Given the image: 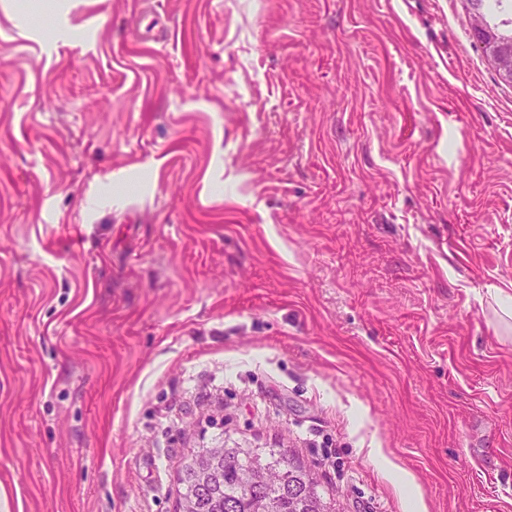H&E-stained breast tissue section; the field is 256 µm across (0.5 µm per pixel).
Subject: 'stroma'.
<instances>
[{"label": "stroma", "mask_w": 512, "mask_h": 512, "mask_svg": "<svg viewBox=\"0 0 512 512\" xmlns=\"http://www.w3.org/2000/svg\"><path fill=\"white\" fill-rule=\"evenodd\" d=\"M466 0H0V512H512V83ZM94 28L92 44L84 32ZM207 468L186 465L180 475L182 512H337L336 499L317 490L312 474L291 454L263 453L259 448H198ZM268 468L270 482L251 480L246 471ZM180 511V512H181ZM368 455L370 458L378 461L387 477L392 481V484L405 501L407 509L410 512H425L426 507L423 501V496L419 486L416 484L414 477L411 473L401 469L396 465L381 448L369 449Z\"/></svg>", "instance_id": "35a3bbf8"}]
</instances>
